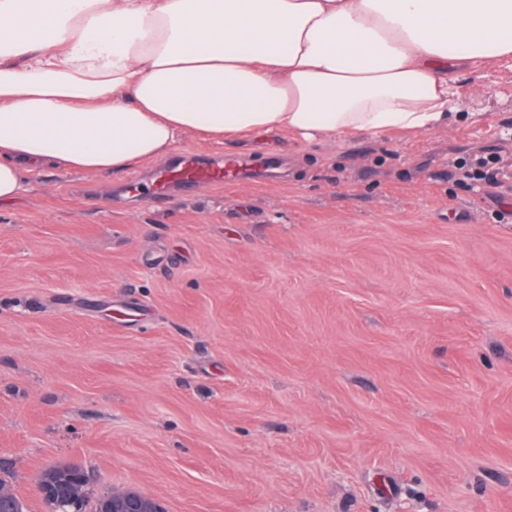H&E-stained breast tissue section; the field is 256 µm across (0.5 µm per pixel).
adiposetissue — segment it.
<instances>
[{"label": "adipose tissue", "instance_id": "obj_1", "mask_svg": "<svg viewBox=\"0 0 512 512\" xmlns=\"http://www.w3.org/2000/svg\"><path fill=\"white\" fill-rule=\"evenodd\" d=\"M485 60L512 62V0H0V204L194 134L438 129Z\"/></svg>", "mask_w": 512, "mask_h": 512}]
</instances>
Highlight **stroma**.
<instances>
[{
    "label": "stroma",
    "mask_w": 512,
    "mask_h": 512,
    "mask_svg": "<svg viewBox=\"0 0 512 512\" xmlns=\"http://www.w3.org/2000/svg\"><path fill=\"white\" fill-rule=\"evenodd\" d=\"M446 128L187 136L261 180L143 201L59 169L0 205V477L75 463L168 512H512V67ZM498 159H484L479 161L476 166H468L466 163L461 164L459 169H463L466 166L465 177L469 179L484 180L488 184H496L498 182V175L500 174V168L498 167Z\"/></svg>",
    "instance_id": "obj_1"
}]
</instances>
